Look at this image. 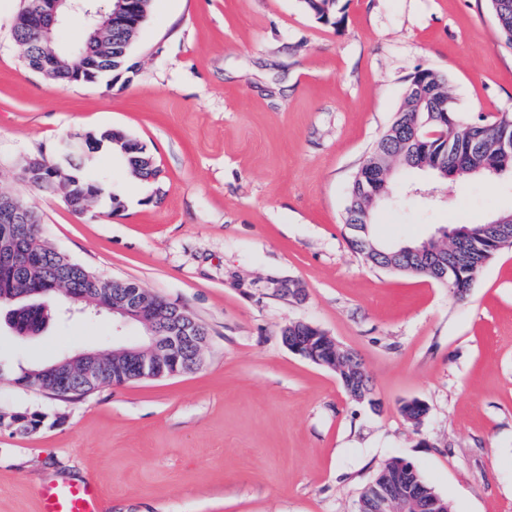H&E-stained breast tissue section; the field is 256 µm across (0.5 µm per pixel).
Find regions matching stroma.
<instances>
[{"label": "stroma", "instance_id": "35a3bbf8", "mask_svg": "<svg viewBox=\"0 0 512 512\" xmlns=\"http://www.w3.org/2000/svg\"><path fill=\"white\" fill-rule=\"evenodd\" d=\"M335 23L302 0H150L111 84L55 86L11 37L21 0H0V193L42 218L47 241L110 279L131 280L208 332L195 372L62 401L0 377V512H40L43 482L93 481L107 512H357L394 457L453 512H512V248L455 297L431 279L369 268L347 242V192L400 107L411 76L446 77L471 118L512 113V53L486 0H338ZM120 129L146 145L156 179L109 149L90 215L23 182L27 158ZM403 171L373 212L376 236L417 243L512 212V175L438 183ZM299 295L280 291L281 282ZM19 339L15 371L102 345L135 325L64 311ZM307 322L361 360L362 401L286 348ZM427 406L420 424L401 406Z\"/></svg>", "mask_w": 512, "mask_h": 512}]
</instances>
